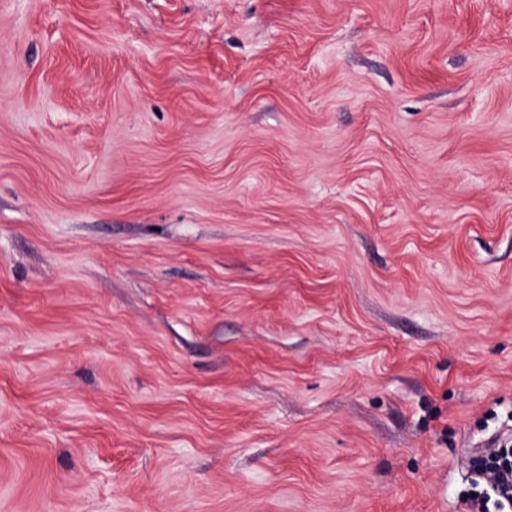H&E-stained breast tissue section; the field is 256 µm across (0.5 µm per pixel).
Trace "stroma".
Instances as JSON below:
<instances>
[{"label":"stroma","instance_id":"35a3bbf8","mask_svg":"<svg viewBox=\"0 0 512 512\" xmlns=\"http://www.w3.org/2000/svg\"><path fill=\"white\" fill-rule=\"evenodd\" d=\"M512 427V0H0V512H469Z\"/></svg>","mask_w":512,"mask_h":512}]
</instances>
